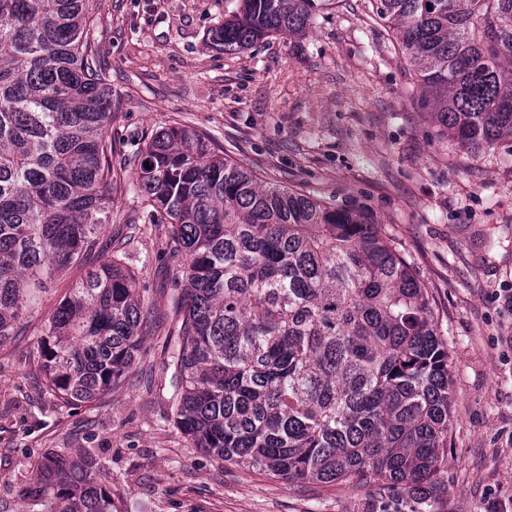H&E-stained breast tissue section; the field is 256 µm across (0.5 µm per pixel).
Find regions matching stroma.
Segmentation results:
<instances>
[{
	"instance_id": "obj_1",
	"label": "stroma",
	"mask_w": 512,
	"mask_h": 512,
	"mask_svg": "<svg viewBox=\"0 0 512 512\" xmlns=\"http://www.w3.org/2000/svg\"><path fill=\"white\" fill-rule=\"evenodd\" d=\"M377 0H330L298 36L224 53L209 43L232 0H90L89 39L112 87V216L18 335L0 343V512L51 453L93 455L116 512H400L375 486L291 483L228 465L170 423V359L185 282L170 227L147 218L138 155L163 126L207 133L271 183L361 211L432 295L452 360L449 493L438 512H512V152L437 134ZM125 244L148 312L138 359L109 393L65 406L38 363L41 326L69 288Z\"/></svg>"
}]
</instances>
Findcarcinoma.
<instances>
[{"label": "carcinoma", "mask_w": 512, "mask_h": 512, "mask_svg": "<svg viewBox=\"0 0 512 512\" xmlns=\"http://www.w3.org/2000/svg\"><path fill=\"white\" fill-rule=\"evenodd\" d=\"M231 53L306 31L321 0H235ZM423 108L460 148L512 143V0H379ZM88 0H0V343L94 253L112 213V91ZM137 187L184 256L173 425L194 447L291 482L374 483L410 512L448 493L452 372L433 300L363 214L265 185L195 129L140 151ZM119 242L42 324L46 387L96 401L134 366L143 307ZM94 459L47 455L28 500L112 512Z\"/></svg>", "instance_id": "carcinoma-1"}]
</instances>
